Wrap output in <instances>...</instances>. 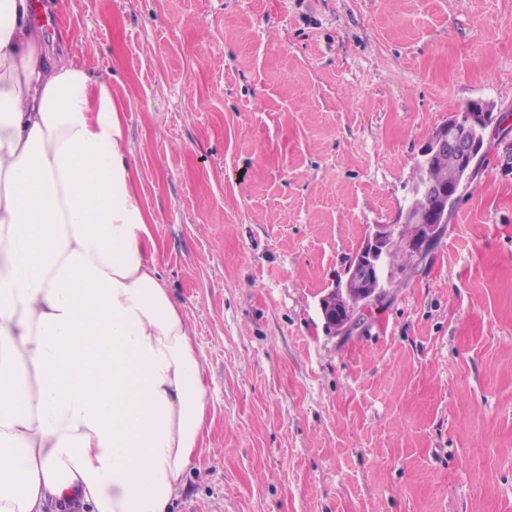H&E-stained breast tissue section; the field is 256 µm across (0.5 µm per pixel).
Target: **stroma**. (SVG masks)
<instances>
[{
	"instance_id": "1",
	"label": "stroma",
	"mask_w": 512,
	"mask_h": 512,
	"mask_svg": "<svg viewBox=\"0 0 512 512\" xmlns=\"http://www.w3.org/2000/svg\"><path fill=\"white\" fill-rule=\"evenodd\" d=\"M107 76L209 372L174 512H512V175L488 149L366 325L319 301L420 150L512 113V0H39Z\"/></svg>"
}]
</instances>
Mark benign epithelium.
Listing matches in <instances>:
<instances>
[{
  "mask_svg": "<svg viewBox=\"0 0 512 512\" xmlns=\"http://www.w3.org/2000/svg\"><path fill=\"white\" fill-rule=\"evenodd\" d=\"M476 127L483 131L495 133L500 130L506 121L496 113V106L491 101L477 100L468 105L466 110L455 113L448 121L440 125L421 150V157L432 158L437 155H446L457 166L463 175V180L474 178L480 161L485 153L488 138L473 141L460 131V125ZM498 158L501 170L512 171V138L500 135L497 140ZM423 192L436 200L433 209L415 212L406 210L403 223L416 225L415 233L411 236L401 235L399 224H375L369 235L365 238L358 259L350 266L347 278L337 287L329 291L320 299V311L324 322L330 324L329 334L345 336L356 330L361 324L360 314L368 310V306L377 303L375 298H364V286L371 280L372 266L369 260L380 250L397 248L407 256L410 264H417L426 253V244L435 233L436 223L447 219L448 200L455 194V187L423 185ZM343 303L347 308L355 309V313L336 322V306Z\"/></svg>",
  "mask_w": 512,
  "mask_h": 512,
  "instance_id": "1",
  "label": "benign epithelium"
}]
</instances>
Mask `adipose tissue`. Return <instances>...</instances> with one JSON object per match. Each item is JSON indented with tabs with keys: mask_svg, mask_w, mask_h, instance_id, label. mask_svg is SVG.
I'll use <instances>...</instances> for the list:
<instances>
[{
	"mask_svg": "<svg viewBox=\"0 0 512 512\" xmlns=\"http://www.w3.org/2000/svg\"><path fill=\"white\" fill-rule=\"evenodd\" d=\"M0 0V512H171L208 376L106 78Z\"/></svg>",
	"mask_w": 512,
	"mask_h": 512,
	"instance_id": "adipose-tissue-1",
	"label": "adipose tissue"
}]
</instances>
